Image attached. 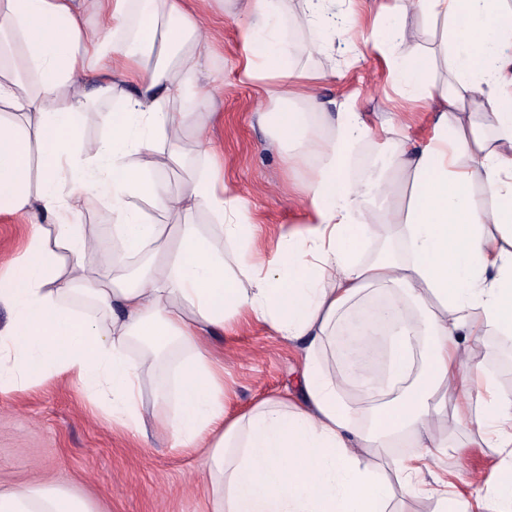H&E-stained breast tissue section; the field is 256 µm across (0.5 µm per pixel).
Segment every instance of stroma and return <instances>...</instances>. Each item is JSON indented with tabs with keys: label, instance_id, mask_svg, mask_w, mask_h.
<instances>
[{
	"label": "stroma",
	"instance_id": "35a3bbf8",
	"mask_svg": "<svg viewBox=\"0 0 512 512\" xmlns=\"http://www.w3.org/2000/svg\"><path fill=\"white\" fill-rule=\"evenodd\" d=\"M205 23L210 55L198 83L211 111L209 154L221 164L224 179L236 191L258 227L259 260L271 261L288 230L306 218L303 189L315 176L313 162L289 166L282 159L271 127L259 125L257 109L270 105L271 86L242 81L239 30L242 17L230 0H187ZM392 0H360L354 35L358 51L342 37L310 29L303 21V0H285L284 31L291 66L311 71L309 48L324 43L336 71L317 91L316 110L325 134L341 106L362 112L371 129L355 154L368 157L386 175L402 148L428 143L435 122L434 101L407 100L391 85L385 56L371 34L388 15ZM392 134L380 135L382 125ZM208 154V155H209ZM33 216L0 212V276L14 273L12 259L24 247ZM209 353L224 362V409L247 412L268 398L300 393L302 345L271 332L259 321L208 337ZM473 367L492 373L498 388L512 394V340L491 328L460 346ZM437 431L449 449L434 467L464 499L492 502L501 470L512 466V450L489 448L477 429H462L453 415L442 416ZM24 484L54 485L89 498L98 512H210V484L195 452L170 448L163 435L139 437L113 426L85 390L63 378L36 382L28 389L0 393V489Z\"/></svg>",
	"mask_w": 512,
	"mask_h": 512
}]
</instances>
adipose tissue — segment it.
I'll return each instance as SVG.
<instances>
[{
  "instance_id": "ef3b65f1",
  "label": "adipose tissue",
  "mask_w": 512,
  "mask_h": 512,
  "mask_svg": "<svg viewBox=\"0 0 512 512\" xmlns=\"http://www.w3.org/2000/svg\"><path fill=\"white\" fill-rule=\"evenodd\" d=\"M240 64L245 79L279 83L276 105L259 112L288 163L312 159L308 217L290 231L277 263L257 264L255 226L215 160L171 191L157 173L187 156L185 129L206 130V110L174 112L202 65L207 42L183 0H0V211L39 212L16 274L0 283L12 313L0 329V393L67 377L108 399L113 424L139 436L162 433L171 448L203 450L212 512H388L390 491L362 462L374 448H404L391 462L404 491L431 472L448 440L434 424L446 402L468 407L463 426L512 447V397L458 352L487 327L512 335V8L504 0H393L396 23L380 25L376 46L408 42L411 14L443 20L456 84L487 89L493 136L480 131L453 87L440 94L434 136L404 151L385 180L351 179L348 160L370 129L361 112L337 114L324 137L314 113L326 63L295 75L281 44L280 0H242ZM400 91L431 97L430 59L388 57ZM105 135L85 140L86 113ZM112 213V236L74 223L87 197ZM209 213L215 245L196 224ZM175 215L177 223L159 222ZM397 249L369 263L358 251L376 220ZM232 260H225V248ZM96 255L89 267L87 255ZM400 299L361 305L368 287ZM79 296L80 307L68 303ZM360 306L348 383L382 404L364 408L338 390V374L316 349ZM306 343L302 396L269 398L230 417L224 365L203 338L240 319ZM390 345L387 374L367 356L377 327ZM173 385L156 374L170 350ZM153 385L156 411L143 403ZM369 414L368 430L356 428ZM0 512H95L91 502L42 485L0 490Z\"/></svg>"
}]
</instances>
